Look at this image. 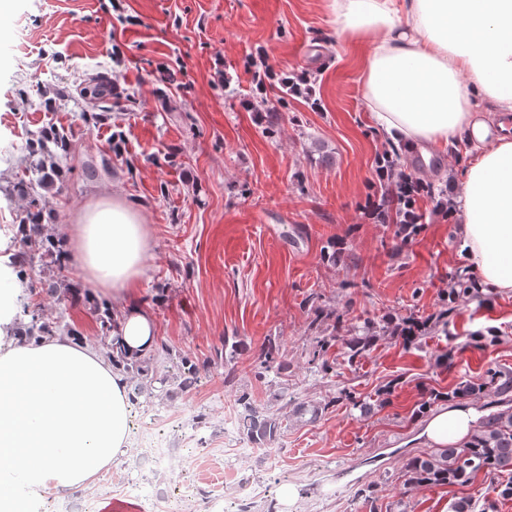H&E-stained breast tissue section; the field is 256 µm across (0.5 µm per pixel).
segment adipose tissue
<instances>
[{
	"instance_id": "ef3b65f1",
	"label": "adipose tissue",
	"mask_w": 512,
	"mask_h": 512,
	"mask_svg": "<svg viewBox=\"0 0 512 512\" xmlns=\"http://www.w3.org/2000/svg\"><path fill=\"white\" fill-rule=\"evenodd\" d=\"M325 2L340 36L370 43L364 95L386 138L406 153L468 145L460 256L490 291L512 293V0ZM69 243L84 281L120 298L125 346L151 354L156 327L137 297L149 249L140 210L100 199ZM2 375L25 404L0 398V512L88 487L126 453L127 376L86 341L0 333ZM476 419L473 407L450 404L421 435L458 446Z\"/></svg>"
}]
</instances>
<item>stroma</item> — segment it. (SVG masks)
<instances>
[{
    "instance_id": "1",
    "label": "stroma",
    "mask_w": 512,
    "mask_h": 512,
    "mask_svg": "<svg viewBox=\"0 0 512 512\" xmlns=\"http://www.w3.org/2000/svg\"><path fill=\"white\" fill-rule=\"evenodd\" d=\"M13 0L0 16V181L23 174L28 142L46 122L72 129L70 174L49 195L57 225L77 224L102 192L138 204L149 230L138 296L163 347L200 359L239 342L235 377L215 368L188 393L156 400L128 432L129 447L111 472L82 492L83 512L105 498L139 512H227L246 500L267 512L281 488L289 512H448L457 498L490 493L483 478L460 486L404 492L403 456L431 454L418 440L415 412L429 390L448 391L491 368L512 370V294H487L457 306L448 325V273L458 268L457 222L436 198L416 197L425 220L407 244L369 212L391 190L376 161L385 141L370 125L362 75L369 46L336 32L325 0ZM264 59L272 80L258 85ZM112 79L111 114L82 116L70 100L88 75ZM306 78L313 98L279 109L282 77ZM279 110V131L265 115ZM118 149H111L113 134ZM110 154V171L84 169ZM465 145L406 162L420 180L438 173L455 192ZM345 253L324 260L330 243ZM320 294L350 323L386 316L432 318L415 344L386 337L355 364L329 351L333 373L304 369L310 336L305 298ZM280 341L290 368L267 383L254 376L267 340ZM454 349L452 365L438 357ZM393 385L389 405L363 417L339 394L374 398ZM281 410L278 392L299 402L334 396L316 420L289 416L270 456L241 433L236 396ZM204 423H196L198 414ZM172 449L170 465L146 471L140 460ZM378 487L375 503L359 490Z\"/></svg>"
}]
</instances>
